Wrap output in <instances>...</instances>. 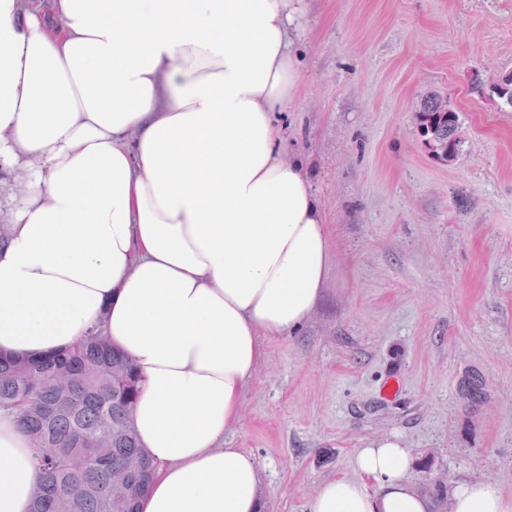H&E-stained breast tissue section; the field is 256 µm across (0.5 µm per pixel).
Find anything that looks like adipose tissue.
I'll list each match as a JSON object with an SVG mask.
<instances>
[{"instance_id": "adipose-tissue-1", "label": "adipose tissue", "mask_w": 512, "mask_h": 512, "mask_svg": "<svg viewBox=\"0 0 512 512\" xmlns=\"http://www.w3.org/2000/svg\"><path fill=\"white\" fill-rule=\"evenodd\" d=\"M307 0H0V353L101 327L142 380L157 470L137 512H262L260 463L224 445L264 358L332 263L325 215L279 115L298 93ZM399 437L355 452L307 512H428ZM36 473L0 416V512ZM376 489H369V482ZM452 512H512L464 481Z\"/></svg>"}]
</instances>
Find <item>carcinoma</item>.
<instances>
[{
	"label": "carcinoma",
	"instance_id": "carcinoma-1",
	"mask_svg": "<svg viewBox=\"0 0 512 512\" xmlns=\"http://www.w3.org/2000/svg\"><path fill=\"white\" fill-rule=\"evenodd\" d=\"M418 113L424 137L459 148L457 112L439 111L433 95ZM485 386L476 371L462 381L466 407L477 409ZM141 391L133 362L99 328L64 351L0 354V414L16 417L29 441L33 512H135L154 473L132 421Z\"/></svg>",
	"mask_w": 512,
	"mask_h": 512
}]
</instances>
